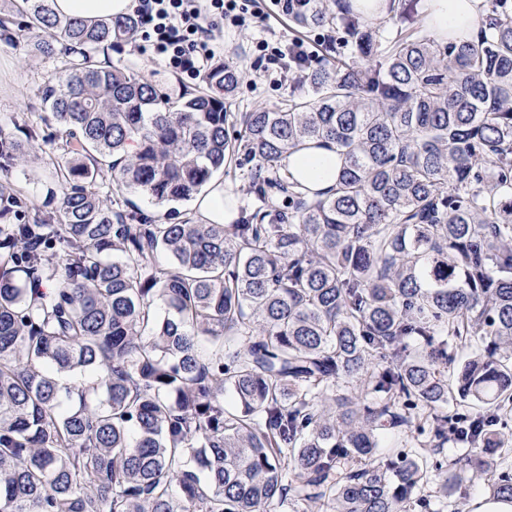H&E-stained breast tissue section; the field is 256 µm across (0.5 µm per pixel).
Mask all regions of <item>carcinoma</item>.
Returning a JSON list of instances; mask_svg holds the SVG:
<instances>
[{"label":"carcinoma","instance_id":"obj_1","mask_svg":"<svg viewBox=\"0 0 512 512\" xmlns=\"http://www.w3.org/2000/svg\"><path fill=\"white\" fill-rule=\"evenodd\" d=\"M23 2L49 34L27 53L61 55L54 131L0 124V170L51 144L61 201L31 217L0 180V512H409L477 475L512 500V0L474 41L405 0L379 23L288 0L324 63L288 58L310 92L250 112L224 61L174 97L100 60L134 18ZM311 142L340 161L327 194L284 163ZM239 161L231 224L125 198L187 202Z\"/></svg>","mask_w":512,"mask_h":512}]
</instances>
